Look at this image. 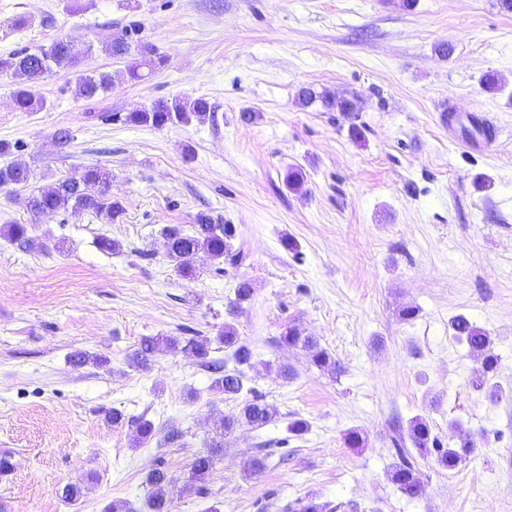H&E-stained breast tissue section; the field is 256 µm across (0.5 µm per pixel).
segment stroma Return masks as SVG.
<instances>
[{
    "label": "stroma",
    "mask_w": 512,
    "mask_h": 512,
    "mask_svg": "<svg viewBox=\"0 0 512 512\" xmlns=\"http://www.w3.org/2000/svg\"><path fill=\"white\" fill-rule=\"evenodd\" d=\"M24 27H15L17 18ZM165 59L129 80V58L103 50L127 28ZM67 39L112 90L81 98L73 76L37 84L46 106L15 108L19 80L0 72V166H26L25 186L0 187V228L27 225L24 248L0 238V512H146L148 472L164 463L175 512H512V12L500 0H0V56ZM494 74L501 89L486 91ZM309 87L356 98L340 113L298 102ZM206 98L211 120L160 129L125 115L159 99ZM253 123L240 120L244 111ZM493 118L498 136L475 152L443 114ZM72 135L58 147V129ZM100 166L123 212L36 217L24 200L52 181ZM305 174L302 190L284 182ZM231 224L241 262L194 258L181 277L161 229L197 214ZM119 243L100 249V237ZM253 295L234 305L235 287ZM416 306L411 320L400 311ZM467 316L499 358L493 400L472 385L476 363L449 327ZM232 324L253 352L246 388L277 414L221 436L244 396L213 389L192 355L132 356L150 336L208 342ZM295 324L342 366L320 369L282 346ZM105 356L72 365L71 353ZM291 369L281 376L280 367ZM120 410L114 427L106 417ZM425 417L444 445L474 442L452 470L422 466L418 497L390 480L396 424ZM156 434L140 444L135 419ZM309 428L296 436L291 421ZM365 439L345 443L350 430ZM177 440H169V431ZM223 455L200 498L181 487L195 455ZM251 455L265 459L244 471ZM95 473L79 501L69 483Z\"/></svg>",
    "instance_id": "35a3bbf8"
}]
</instances>
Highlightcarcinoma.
I'll use <instances>...</instances> for the list:
<instances>
[{"instance_id":"1","label":"carcinoma","mask_w":512,"mask_h":512,"mask_svg":"<svg viewBox=\"0 0 512 512\" xmlns=\"http://www.w3.org/2000/svg\"><path fill=\"white\" fill-rule=\"evenodd\" d=\"M135 30L125 31L122 36L115 37L104 46L105 52L113 56H127L134 42ZM141 62L128 66L130 79L143 78L140 68L160 66L164 63L162 57L156 55L153 46L138 44ZM83 51L74 43L56 40L48 47H40L34 51L23 50L12 53L7 59L0 60V70H10L13 75L25 80V85L15 93V105L24 112H37L44 108L45 100L38 95L35 83L46 73L54 69L71 71L75 78L78 94L85 99L96 98L112 88V75L106 72L88 74L78 69ZM301 104L309 106L321 102L329 112H356L359 100H336L325 94H318L311 88H303L299 92ZM211 112L210 103L204 98L193 100L167 101L159 99L149 106L132 109L126 120L139 126L154 129L163 128L177 123L187 124L192 120L199 122L206 119ZM29 180L28 170L19 164L0 167V187L23 186ZM109 180V172L93 166L86 167L81 172L51 182L26 199V206L38 215L56 214L61 210L73 214L86 211L106 212L114 218L122 211L118 202L105 199V187ZM235 236V228L231 224H215L210 216L198 215L196 224L186 231L179 225H167L161 229L162 245L169 260L175 262L176 268L183 276L193 274L192 259L200 252H206L214 260L224 258L228 253L231 239ZM4 238L12 243L29 244L28 228L24 224H10L4 232ZM453 336L465 345L468 353L481 357L480 367L475 371V385L478 388L486 385L489 375L497 370L498 357L492 352L491 339L487 332L478 327L469 318L458 315L451 321ZM283 344L290 348L306 349L311 353L312 363L320 368L328 366L340 370V365L333 360L328 352L319 347L315 337L308 336L296 325H290L280 337ZM224 347L231 351V356L238 368L227 369L221 361H209V367L219 374L212 382V387L229 396H237L244 389L241 366H252V350L241 342L236 329L231 324H224V334L221 337ZM163 349L190 351L197 358L205 359L209 355L206 342L194 337L178 339L168 336L148 337L141 341L135 352V363L145 368L156 353ZM275 410L267 404L257 391H251V398L236 414L224 417L222 428L230 434L238 427L247 425L261 428L270 423ZM411 443L419 458L439 467L452 470L462 463L471 453L473 443L470 440L461 442L460 448H446L438 437L432 435L428 421L416 416L412 418L406 433H398L393 437L394 450L398 456L391 471V481L397 488L409 497H416L422 489L423 473L417 459L414 458L406 443ZM221 452V444L214 443L210 448L199 452L191 463L190 473L183 485V491L198 497L208 495L206 486L210 471ZM150 493L146 501L148 512H173L174 504L171 496V478L164 469L163 462H158L147 476Z\"/></svg>"}]
</instances>
